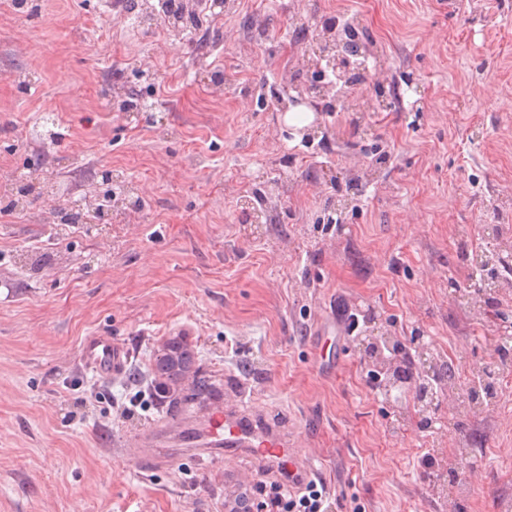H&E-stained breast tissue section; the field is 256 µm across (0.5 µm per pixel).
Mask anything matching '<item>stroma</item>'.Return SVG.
Instances as JSON below:
<instances>
[{"label":"stroma","mask_w":512,"mask_h":512,"mask_svg":"<svg viewBox=\"0 0 512 512\" xmlns=\"http://www.w3.org/2000/svg\"><path fill=\"white\" fill-rule=\"evenodd\" d=\"M229 3L179 34L124 0H0V512H224L246 456L201 467L192 419L158 468L120 438L231 375L320 460L340 512H503L512 389L501 411L450 394L440 429L394 420L340 313L463 366L496 359L512 288L480 315L459 291L474 254L512 240V0ZM336 16L357 19L377 77L307 138L274 96L310 83ZM116 181L132 205L112 207ZM88 336L128 350L121 377L79 367ZM174 340L190 370L158 399ZM440 445L471 449L472 495L416 468Z\"/></svg>","instance_id":"stroma-1"}]
</instances>
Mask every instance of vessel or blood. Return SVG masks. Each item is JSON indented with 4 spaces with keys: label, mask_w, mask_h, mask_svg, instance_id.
Returning <instances> with one entry per match:
<instances>
[{
    "label": "vessel or blood",
    "mask_w": 512,
    "mask_h": 512,
    "mask_svg": "<svg viewBox=\"0 0 512 512\" xmlns=\"http://www.w3.org/2000/svg\"><path fill=\"white\" fill-rule=\"evenodd\" d=\"M79 362L93 376L115 377L125 372L128 352L107 338L89 336L81 344ZM229 391L236 399L235 409L224 410L216 401L204 419L209 439L202 466H209L211 460L223 453L243 451L259 466L274 469L285 465L291 490L301 489L313 480L320 468L315 459L300 457L295 452L287 425L268 422L252 411L250 382L240 377L233 378Z\"/></svg>",
    "instance_id": "1"
}]
</instances>
